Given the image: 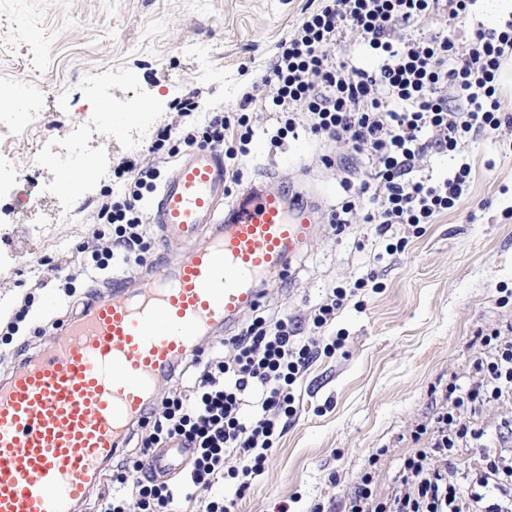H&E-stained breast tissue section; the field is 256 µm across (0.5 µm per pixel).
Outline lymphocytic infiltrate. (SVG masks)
<instances>
[{"label": "lymphocytic infiltrate", "instance_id": "f902f5d3", "mask_svg": "<svg viewBox=\"0 0 512 512\" xmlns=\"http://www.w3.org/2000/svg\"><path fill=\"white\" fill-rule=\"evenodd\" d=\"M474 2L321 0L278 44L259 84L243 93L235 111L162 129L154 148L171 156L195 147L220 150L231 184H238L254 136L252 107L259 102L276 115L271 144L302 126L321 139L344 141L352 152H366L371 170L359 184L343 181L346 196L333 223H351L360 210L381 237L396 224L416 229L433 223L455 209L471 167L464 163L436 178L424 171L428 153L459 154L471 139L512 123L497 95L501 65L512 56V19L494 28L472 22ZM426 17L440 22L428 34L419 29ZM467 20L472 26L461 43L448 28ZM348 31L363 39L376 67L338 60L336 45ZM268 83L275 93L259 101V87ZM114 174L121 190L105 192L98 209L100 223L112 228L94 254L101 271L117 258L131 269L142 266L151 247L144 210L158 168L129 160ZM482 341L484 350L471 363L472 386L449 384L445 411L434 428L415 430L413 438L423 446L404 459L391 490L377 493L373 473L365 472L347 512H512V452L483 447V434L472 424L484 404L512 401V336L494 330ZM230 342L232 356L216 352L204 362L191 360L182 369L189 385L154 403L131 468L113 471L116 490L102 498L99 512H177L185 487L220 484L231 487V495L212 497L204 512H238L244 490L264 472L297 413V380L314 358L335 354L343 339L314 344L284 315L256 317ZM170 442L192 451L188 485L158 481L152 472L154 451ZM463 447L483 454L465 488L448 471L449 458ZM231 456L242 460L241 468H225Z\"/></svg>", "mask_w": 512, "mask_h": 512}]
</instances>
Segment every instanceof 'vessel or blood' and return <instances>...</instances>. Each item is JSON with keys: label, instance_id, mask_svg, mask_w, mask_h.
<instances>
[{"label": "vessel or blood", "instance_id": "obj_1", "mask_svg": "<svg viewBox=\"0 0 512 512\" xmlns=\"http://www.w3.org/2000/svg\"><path fill=\"white\" fill-rule=\"evenodd\" d=\"M151 212L164 243L183 245L179 258L113 278L0 378V512H78L160 382L260 305L266 276L304 252L315 224L301 191L231 193L207 148L178 162Z\"/></svg>", "mask_w": 512, "mask_h": 512}]
</instances>
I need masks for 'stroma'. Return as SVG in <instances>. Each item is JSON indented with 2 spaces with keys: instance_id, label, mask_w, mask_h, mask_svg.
Returning a JSON list of instances; mask_svg holds the SVG:
<instances>
[{
  "instance_id": "35a3bbf8",
  "label": "stroma",
  "mask_w": 512,
  "mask_h": 512,
  "mask_svg": "<svg viewBox=\"0 0 512 512\" xmlns=\"http://www.w3.org/2000/svg\"><path fill=\"white\" fill-rule=\"evenodd\" d=\"M319 0H0V85L29 112L46 114L51 136L36 143L17 128H0V155L25 162L43 188L30 211L12 209V189L0 187V376L22 351L45 343L56 319L78 312L84 286L65 292L66 277L92 264L101 230L97 203L116 184L124 160L148 157L159 131L182 124L176 101L198 93L201 113L235 110L242 92L265 72L284 38ZM106 113L97 134L82 141L93 162L73 182L59 158L80 127L79 112ZM256 135L242 185L310 191L318 222L308 250L287 275L269 280L255 317L305 320L331 291L375 272L365 289L338 311L331 332L347 340L334 356L313 360L295 388L296 417L268 457L263 475L239 502V512H310L323 504L342 512L350 489L368 469L388 488L411 433L436 410L433 394L449 380H470L481 338L497 329L512 336V151L501 140L512 126L472 143L470 186L456 210L408 235L390 254L371 226L344 232L327 216L343 196V179L358 180L366 154L307 133L272 147V113L255 112ZM348 157L343 166L323 155ZM70 220L58 223L59 211ZM377 464H370V456Z\"/></svg>"
}]
</instances>
